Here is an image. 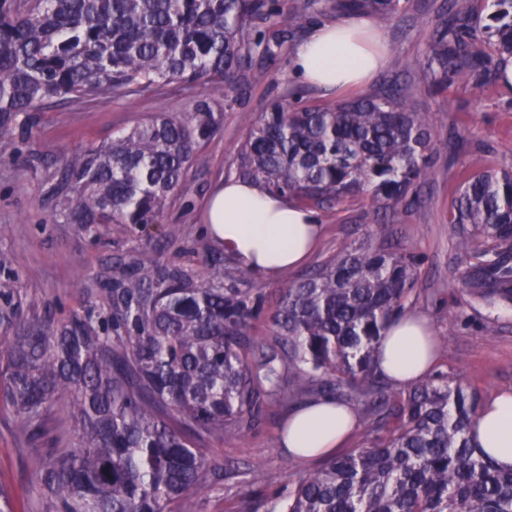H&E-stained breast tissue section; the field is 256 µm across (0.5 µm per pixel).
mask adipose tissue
I'll return each mask as SVG.
<instances>
[{
	"label": "adipose tissue",
	"mask_w": 512,
	"mask_h": 512,
	"mask_svg": "<svg viewBox=\"0 0 512 512\" xmlns=\"http://www.w3.org/2000/svg\"><path fill=\"white\" fill-rule=\"evenodd\" d=\"M390 49L372 20L316 27L295 51L293 72L330 96L363 87L386 64ZM209 237L256 277L272 279L304 264L319 235L315 211L269 192L251 179L232 177L212 190L204 212ZM427 321L407 314L382 336L379 366L399 386L425 379L436 362ZM353 406L328 399L300 405L288 416L281 441L301 459L342 447L357 427ZM469 436L500 467L512 466V390L485 400Z\"/></svg>",
	"instance_id": "obj_1"
}]
</instances>
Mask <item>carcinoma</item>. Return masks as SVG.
<instances>
[{"instance_id": "obj_1", "label": "carcinoma", "mask_w": 512, "mask_h": 512, "mask_svg": "<svg viewBox=\"0 0 512 512\" xmlns=\"http://www.w3.org/2000/svg\"><path fill=\"white\" fill-rule=\"evenodd\" d=\"M401 0H0V130H24L46 106L133 96L179 81L199 89L183 120L151 116L101 147L67 155L54 192L67 223L157 224L219 131L205 94L238 89L316 18L373 13ZM494 11L448 0L423 57L400 74L444 93L497 81L512 59V0ZM333 107L277 101L250 129L239 174L323 208L404 201L437 153L431 126L403 86ZM465 258L458 288L490 310L512 308V172L482 171L448 209ZM416 263L403 249H343L281 289L271 335L252 336L263 292L224 286V260L202 279L153 261L112 293L108 331L88 315L34 324L9 342L0 384L35 437L56 405L72 442L46 448L38 488L56 512H191L215 486L199 443L240 433L265 403L329 397L359 407L370 440L300 475L280 512H512V468L474 448L480 396L428 378L407 393L377 367L381 337L414 300Z\"/></svg>"}]
</instances>
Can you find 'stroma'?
I'll use <instances>...</instances> for the list:
<instances>
[{
    "label": "stroma",
    "instance_id": "1",
    "mask_svg": "<svg viewBox=\"0 0 512 512\" xmlns=\"http://www.w3.org/2000/svg\"><path fill=\"white\" fill-rule=\"evenodd\" d=\"M443 2L401 0L393 20L378 21L393 61L366 85V92H380L395 59L420 56ZM210 93L219 101L232 96L233 103L225 107L221 129L201 146L199 162L157 224L87 229L66 223L53 187L67 151L99 145L157 112L189 117L194 93L184 85L173 82L137 96L76 102L65 122L52 106L38 113L31 133L0 135V338L14 335L19 326L57 322L75 312L100 321L112 307L113 280L141 260L195 278L205 274L217 246L204 231L203 205L216 182L236 174L234 160L250 121L278 99L298 107L335 103L294 77L287 59L257 67L245 87L228 93L216 85ZM410 93L415 110L427 113L439 148L416 202L383 209L353 200L319 210L323 231L308 266L364 241L410 252L417 262L419 293L413 312L429 321L443 348L434 374L463 380L485 399L512 388V310L488 312L457 288L462 264L448 209L469 175L512 167V84L499 81L479 90L456 85L443 94L414 85ZM172 224L181 227L173 240L167 236ZM294 407L289 400L267 406L255 425L239 435L207 440V458L220 474L219 486L194 492V512H232L242 473L252 466L277 476L276 484L256 485L252 492L262 501L260 512H279L296 475L321 468V461H301L280 444V431ZM68 429L66 413L54 407L44 417L39 440L23 437L0 394V488L10 496L14 512H46L35 490L36 451L66 446Z\"/></svg>",
    "mask_w": 512,
    "mask_h": 512
}]
</instances>
